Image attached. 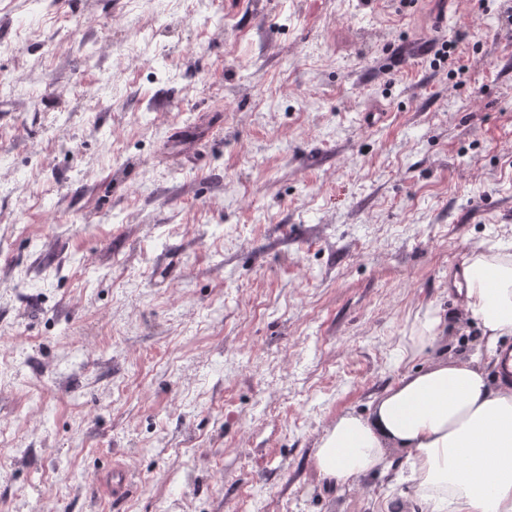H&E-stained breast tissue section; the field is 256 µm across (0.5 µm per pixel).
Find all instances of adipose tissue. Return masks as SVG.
Wrapping results in <instances>:
<instances>
[{"instance_id":"ef3b65f1","label":"adipose tissue","mask_w":512,"mask_h":512,"mask_svg":"<svg viewBox=\"0 0 512 512\" xmlns=\"http://www.w3.org/2000/svg\"><path fill=\"white\" fill-rule=\"evenodd\" d=\"M464 278L461 318L479 326L484 353L439 355L449 322L421 308L396 352L425 366L385 388L369 414L324 428L313 457L321 479L341 488L384 474L399 449L429 512H512V388L493 385L485 367L512 335V249H472Z\"/></svg>"}]
</instances>
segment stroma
<instances>
[{"label":"stroma","instance_id":"35a3bbf8","mask_svg":"<svg viewBox=\"0 0 512 512\" xmlns=\"http://www.w3.org/2000/svg\"><path fill=\"white\" fill-rule=\"evenodd\" d=\"M435 2L0 0V512H426L313 455L512 244V0Z\"/></svg>","mask_w":512,"mask_h":512}]
</instances>
